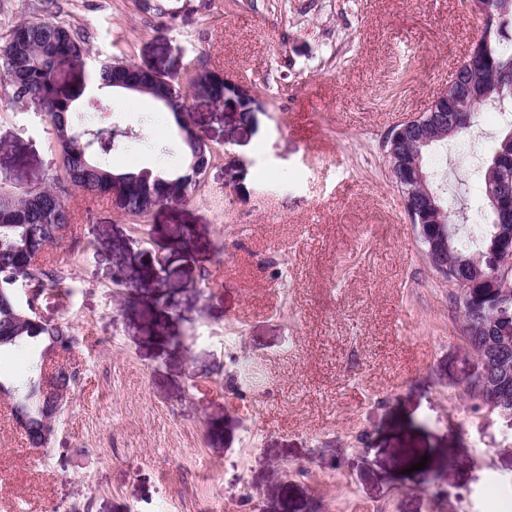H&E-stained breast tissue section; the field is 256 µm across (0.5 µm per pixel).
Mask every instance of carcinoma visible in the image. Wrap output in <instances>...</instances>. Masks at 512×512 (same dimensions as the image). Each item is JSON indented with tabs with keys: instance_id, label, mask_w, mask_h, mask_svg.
<instances>
[{
	"instance_id": "carcinoma-1",
	"label": "carcinoma",
	"mask_w": 512,
	"mask_h": 512,
	"mask_svg": "<svg viewBox=\"0 0 512 512\" xmlns=\"http://www.w3.org/2000/svg\"><path fill=\"white\" fill-rule=\"evenodd\" d=\"M488 2L498 26L477 41L464 73L465 82L484 97L476 107L478 112L490 102L512 103V0ZM88 53L66 24L51 20L18 24L0 48V74L14 78L10 86L13 102L28 109L33 98L41 101L51 118L54 143L62 160L61 170L40 188L39 204L29 203L25 191L0 195V208L13 209L18 215L15 223L0 224V280L6 285L17 279L27 281L36 291L49 283L60 285L61 277L41 260L44 250L58 242L47 225L68 228L74 224V213L65 202L68 191H80L90 199H110L115 176L122 183L119 210L141 224L159 199L180 200L198 184L190 177L187 164L156 174L143 170L114 173L105 156L120 149L128 137L115 135L113 129L91 127L89 113L96 108L89 106L84 115H78L75 102L81 94L60 81L64 69H82ZM147 77L146 70L125 61L108 62L93 73L100 89L114 87L116 80ZM189 85L198 95L217 103L224 101V80L216 72L197 69L190 75ZM142 94L174 118L181 115V95L162 80L146 84ZM489 168L487 163L482 166V193L489 223L464 227L458 224L457 208L441 201L448 212V278L467 285L462 299L466 323L462 335L474 347L494 339L500 321H512V303H501L492 287V245L506 225L491 206ZM51 339L74 344L69 326L47 322L32 326L17 344L34 342L41 346Z\"/></svg>"
}]
</instances>
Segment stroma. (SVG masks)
Returning <instances> with one entry per match:
<instances>
[{"instance_id": "1", "label": "stroma", "mask_w": 512, "mask_h": 512, "mask_svg": "<svg viewBox=\"0 0 512 512\" xmlns=\"http://www.w3.org/2000/svg\"><path fill=\"white\" fill-rule=\"evenodd\" d=\"M166 6L174 21L134 0H0V46L21 22L59 21L95 58L187 92L176 119L99 94L93 64L61 72L134 131L112 169L179 166L183 124L219 152L202 190L140 228L67 195L78 221L47 251L66 285L35 304L71 326L79 385L46 449L0 404V512H484L491 478L512 495V420L465 392L477 358L381 149L447 89L483 17L460 0ZM198 67L228 76L247 116L191 94ZM475 122L432 166L493 141L503 117ZM60 165L51 125L0 76V191ZM227 336L258 363L255 389L237 388Z\"/></svg>"}]
</instances>
